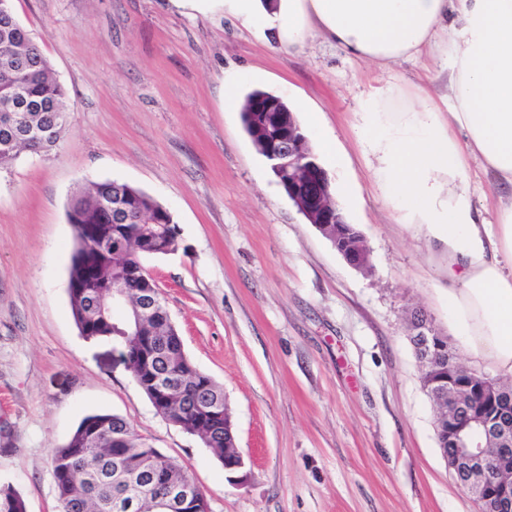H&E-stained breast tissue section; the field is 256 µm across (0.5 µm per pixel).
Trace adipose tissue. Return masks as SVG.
Segmentation results:
<instances>
[{"label": "adipose tissue", "instance_id": "adipose-tissue-1", "mask_svg": "<svg viewBox=\"0 0 512 512\" xmlns=\"http://www.w3.org/2000/svg\"><path fill=\"white\" fill-rule=\"evenodd\" d=\"M221 12L278 49L312 39L382 67L431 51L448 91L393 108L378 89L361 114L374 183L399 223L448 246V318L463 345L512 376V0H172ZM498 191L480 222L470 158Z\"/></svg>", "mask_w": 512, "mask_h": 512}]
</instances>
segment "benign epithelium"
Here are the masks:
<instances>
[{"label":"benign epithelium","instance_id":"7a95c632","mask_svg":"<svg viewBox=\"0 0 512 512\" xmlns=\"http://www.w3.org/2000/svg\"><path fill=\"white\" fill-rule=\"evenodd\" d=\"M272 121L279 134L267 144L271 169L288 175V195L299 210L312 218L321 230L342 224L339 205L328 194L326 173L318 170L305 137L293 117L277 113ZM347 234L336 229V249L353 267L369 266V253L363 244H345ZM162 294L158 288L137 292L135 303L128 302L126 291H112V308L130 311L117 336H135L143 324L157 319ZM413 347L419 361L428 365L448 364L447 377L427 379L424 387L432 402L440 447L448 470L479 503L480 512H512V388L461 363L447 353L445 338L422 310L409 314ZM158 512L191 508L198 502L187 490L173 487L157 499Z\"/></svg>","mask_w":512,"mask_h":512}]
</instances>
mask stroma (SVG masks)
Listing matches in <instances>:
<instances>
[{"label":"stroma","instance_id":"1","mask_svg":"<svg viewBox=\"0 0 512 512\" xmlns=\"http://www.w3.org/2000/svg\"><path fill=\"white\" fill-rule=\"evenodd\" d=\"M70 105L49 155L0 169V485L27 512H58L52 450L92 412L125 418L203 491L210 512H479L449 473L407 317L419 308L458 359L482 369L448 322V247L398 223L371 178L362 98L401 85L437 96L421 64L383 69L313 41L273 50L223 14L171 0H12ZM275 93L319 154L363 236L350 266L278 185L224 105ZM141 189L172 214L179 248L142 263L195 366L224 388L246 466L229 480L202 441L153 408L112 344L84 338L69 305L67 203L87 181Z\"/></svg>","mask_w":512,"mask_h":512}]
</instances>
